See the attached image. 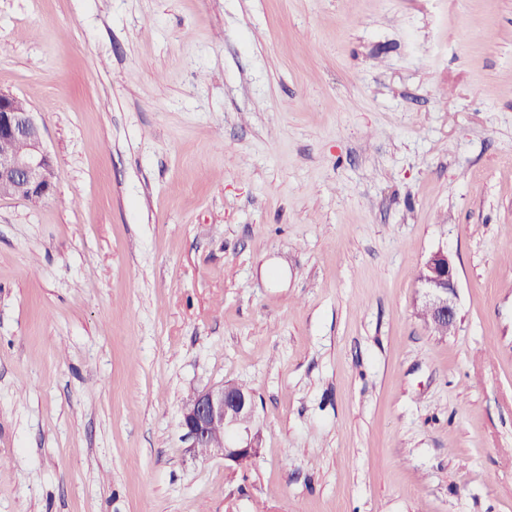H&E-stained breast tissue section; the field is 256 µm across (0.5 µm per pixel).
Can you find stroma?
Segmentation results:
<instances>
[{"instance_id":"35a3bbf8","label":"stroma","mask_w":512,"mask_h":512,"mask_svg":"<svg viewBox=\"0 0 512 512\" xmlns=\"http://www.w3.org/2000/svg\"><path fill=\"white\" fill-rule=\"evenodd\" d=\"M0 91L58 170L0 197V512H512V0H0ZM227 381L243 467L180 425ZM418 282L422 290L419 301L422 308L432 312L434 322L444 328L457 323V273L448 250L438 248L425 260ZM181 427L194 449L208 446L213 434L220 432V445L213 444L207 450L231 466H244L257 458L254 455L260 448L257 441L262 431L256 421L255 398L249 389L235 383H222L198 392L183 410ZM229 433L233 436L226 440Z\"/></svg>"}]
</instances>
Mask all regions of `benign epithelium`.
Masks as SVG:
<instances>
[{"label":"benign epithelium","instance_id":"benign-epithelium-1","mask_svg":"<svg viewBox=\"0 0 512 512\" xmlns=\"http://www.w3.org/2000/svg\"><path fill=\"white\" fill-rule=\"evenodd\" d=\"M0 141H21L20 153H0V196L48 198L57 183V166L46 149L35 112L18 96L0 91ZM422 307L432 312L434 322L448 327L457 323V273L448 251L429 254L419 275ZM181 427L192 440V448H208L231 466L255 460L258 435L253 393L227 382L198 392L187 404ZM232 434L220 445L209 446L214 433Z\"/></svg>","mask_w":512,"mask_h":512}]
</instances>
